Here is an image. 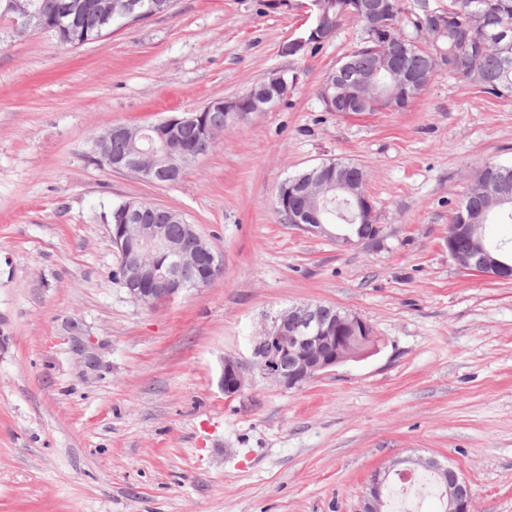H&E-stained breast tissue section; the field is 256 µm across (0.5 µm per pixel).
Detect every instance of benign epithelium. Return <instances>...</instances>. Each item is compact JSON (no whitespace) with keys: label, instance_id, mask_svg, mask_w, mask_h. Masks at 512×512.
<instances>
[{"label":"benign epithelium","instance_id":"7a95c632","mask_svg":"<svg viewBox=\"0 0 512 512\" xmlns=\"http://www.w3.org/2000/svg\"><path fill=\"white\" fill-rule=\"evenodd\" d=\"M400 7L397 0H309L304 5L310 19L307 34L288 43L287 51L297 53L311 44L334 38L336 25L330 17L333 9L362 23L369 39L389 40L390 18ZM421 9L423 14L418 16L415 35L401 39L396 51L386 52L379 59V69L392 73L396 70L397 52L426 49V67L399 78L398 87L405 90V97L397 99L390 94L379 96L375 75L370 73L346 81L345 64L342 63L333 70L329 81L322 85L320 91V98L328 108H336V88L341 86L349 103L391 100L393 104L388 109L396 110L398 106L407 104V97L419 94L428 85L429 72L440 68L469 70L472 54H448L439 45L441 37L448 32V10L430 7L429 0H422ZM39 23V14L30 10L14 17L15 30L19 32ZM477 34L501 46L504 66L512 63L509 59L512 38L505 31L493 30L489 15L482 10L472 12L467 21L456 28L455 41L466 43ZM295 85L296 76L274 72L262 81L260 87L252 88L246 95L233 99H213L203 106L201 112L194 110L172 115L146 126L114 125L95 139L92 151L100 159H109L110 167L115 172L132 173L147 181L160 183L165 177L185 171L206 152L214 138L207 128H202L203 140L195 150L189 151L179 137L182 125L200 122L204 111H221L236 120H242L254 112H265L278 97L288 95ZM114 137L135 142L133 151L122 157H113L108 145ZM328 169L336 171V181H326L322 174L313 171L310 179L301 186L300 194L314 199L334 191L336 197L344 199L351 206L361 222H368L374 216V209L364 191V176L347 177V172L354 169V165L349 163L336 162ZM289 198V191L278 194L277 198L280 209L288 217V223L303 224L313 233L330 234L326 225L311 223L312 213L290 204ZM145 214L138 201H129L117 212V223L110 226L122 284L132 299L154 305L189 289L206 288L222 275L224 257L214 251L195 225L184 223L180 213H174L175 218L182 222L176 233L168 224L144 223ZM482 220V215L467 207L457 210L446 239L448 255L467 270L492 279L509 280L512 278V265L497 259L480 260L473 265L462 255L461 246L473 243L475 225ZM380 233L381 226L376 224L370 236L354 237L343 233L336 235V242L343 246L371 242L377 240ZM187 266L199 269V275L193 279L184 278L182 270ZM358 328H367V323L357 314L340 312L333 306L320 303L301 304L270 313L265 316L254 337L251 363L246 366L233 358L224 359L220 387L225 396L235 397L248 386L251 374L256 372L281 389H300L331 369L360 358V354L349 351L342 343L344 334ZM419 469L432 470L441 475L450 474L448 512H472V494L466 478L454 468L443 467L437 460L422 456L396 460L376 471L367 485L359 512H383V488L390 476Z\"/></svg>","mask_w":512,"mask_h":512}]
</instances>
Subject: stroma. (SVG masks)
Segmentation results:
<instances>
[{
    "mask_svg": "<svg viewBox=\"0 0 512 512\" xmlns=\"http://www.w3.org/2000/svg\"><path fill=\"white\" fill-rule=\"evenodd\" d=\"M292 0H178L75 48L0 21V512H358L375 469L432 456L474 512H512V280L448 255L472 173L512 163V98L438 71L400 111H326L319 88L361 38L291 54ZM295 87L228 124L183 179L100 166L93 140L246 94ZM363 167L379 241L339 246L285 223L275 190ZM147 200L224 257L208 287L152 306L115 279L113 204ZM321 303L378 342L303 388L234 398L264 313Z\"/></svg>",
    "mask_w": 512,
    "mask_h": 512,
    "instance_id": "1",
    "label": "stroma"
}]
</instances>
